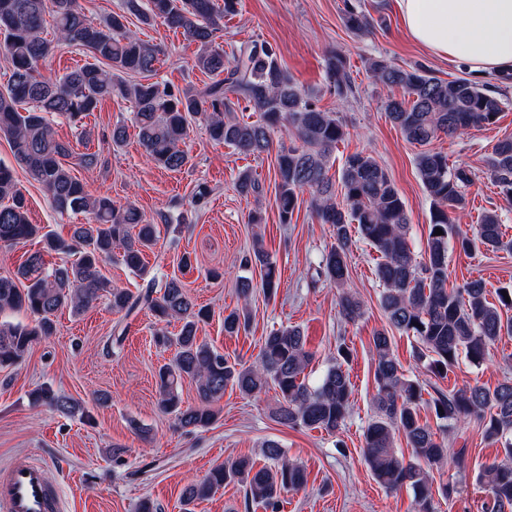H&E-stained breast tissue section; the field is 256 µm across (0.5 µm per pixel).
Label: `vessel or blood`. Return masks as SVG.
<instances>
[{"instance_id": "b4317fda", "label": "vessel or blood", "mask_w": 512, "mask_h": 512, "mask_svg": "<svg viewBox=\"0 0 512 512\" xmlns=\"http://www.w3.org/2000/svg\"><path fill=\"white\" fill-rule=\"evenodd\" d=\"M56 488L44 468L17 459L0 470V512H63Z\"/></svg>"}]
</instances>
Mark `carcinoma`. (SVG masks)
Here are the masks:
<instances>
[{
  "mask_svg": "<svg viewBox=\"0 0 512 512\" xmlns=\"http://www.w3.org/2000/svg\"><path fill=\"white\" fill-rule=\"evenodd\" d=\"M237 4L238 0H224L222 7L217 0H124L121 13L96 22L78 0H0V44L10 60L9 81L0 90V137L7 140L16 163L40 183L58 211L88 215L86 223L72 225L67 238L42 231L30 223L26 199L12 169L0 165V198L7 199L0 204V248H11L39 233L43 243L27 256L15 276H0V367L18 364L40 337L52 335L57 311L68 308L81 314L105 297L113 311L126 317L145 310L160 322L181 323L174 336L163 330L156 333L158 344L175 348L173 358L158 369L157 407L174 415L181 429L195 432L212 425L226 388L255 396L270 384L281 395L273 412L278 423L327 433L341 429L350 414L352 394L349 374L343 368L349 358L345 343L339 344L335 361L319 384L311 387L304 371L312 354L300 327L271 331L253 363H231L199 339V324L209 313L196 307L177 277L168 279L158 292L150 286L134 295L112 286L102 273V264L117 256L131 272H141L145 251L157 239L156 225L134 202L121 204L90 192L73 170L93 167L97 155L78 153L70 143L57 139L49 116L80 123L104 99L120 96L133 105V126L150 160L172 172L189 162L185 145L196 119L206 124L213 142L246 154L270 151L274 132L290 126L296 143L281 146L275 158L279 222L291 223L300 193H312L314 213L320 223L330 225L334 239L322 255L316 276L339 290L340 314L349 322L364 315L362 301L347 289L352 232L378 255L379 302L388 328L372 336L376 412L363 433L365 461L382 486L411 489L416 512H435V496L449 499L457 488L452 483L434 487L433 470L448 462L463 466L466 449L448 447V438L438 437L421 422L425 402L421 385L406 377L389 330L413 337L417 361L441 379L459 364L461 356L478 364L502 336L512 335V318L504 317L512 311V288L497 289L494 302L487 298L481 279L448 288L449 251L512 250V240L504 239L495 210L481 214L472 234L457 230L453 214L466 209L472 173L449 166L447 155L427 148L442 133L451 136L495 123L507 105L503 91L512 87V73L483 83L467 77L445 81L421 65L403 67L384 57L369 60L376 82L402 91V97L390 96L384 102L387 117L408 142L423 147L416 157V169L432 211L424 257L419 259L409 243L405 202L387 170L372 155L350 154L339 180L329 176L332 153L346 139V127L336 113L320 109L296 85L278 63L273 47L256 41L243 43L232 51L233 65L226 66L224 46L217 38L221 20L236 12ZM128 14L145 25L158 20L188 36L199 46L194 66L218 80L199 91L175 89L164 80L147 81L157 72L159 52L126 27ZM49 20L53 41L44 37ZM344 25L355 34L364 33L371 18L351 6ZM56 44L79 47L92 61L60 77L48 76L44 66ZM135 75L146 81L128 80ZM326 76L336 96L348 97L352 82L345 57H330ZM240 105L258 114V119H238L235 112ZM484 163L500 194L512 200V136L498 140ZM338 182L343 190L340 202ZM235 186L245 196L261 192L259 182L247 171L238 174ZM437 228L442 234H435ZM52 254L72 255L75 260L51 267L46 257ZM252 262L261 268V288L269 296L275 294L278 270L259 235L243 266ZM254 288L251 277L240 278L242 307L224 316L225 334L236 335L248 326ZM18 313L33 316L35 324L7 320ZM187 379L195 383L196 405H183L180 388ZM29 399L34 407L48 406L63 415L81 410L78 402L48 388L32 391ZM425 403L450 430L468 416L479 418L485 440L498 445L503 454L502 460L485 465L477 476L489 495L485 512H512V380L492 389L477 384L447 394L438 389ZM400 435L411 448L409 459L396 448ZM262 453L269 461L263 467L242 457L213 467L201 480L188 482L181 497L186 512L231 483L243 487L246 501L275 512L283 493L304 484V469L290 461L274 440L263 444Z\"/></svg>",
  "mask_w": 512,
  "mask_h": 512,
  "instance_id": "obj_1",
  "label": "carcinoma"
}]
</instances>
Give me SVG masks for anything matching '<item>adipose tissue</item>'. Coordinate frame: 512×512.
<instances>
[{
    "label": "adipose tissue",
    "mask_w": 512,
    "mask_h": 512,
    "mask_svg": "<svg viewBox=\"0 0 512 512\" xmlns=\"http://www.w3.org/2000/svg\"><path fill=\"white\" fill-rule=\"evenodd\" d=\"M410 35L468 72L512 70V0H397Z\"/></svg>",
    "instance_id": "obj_1"
}]
</instances>
